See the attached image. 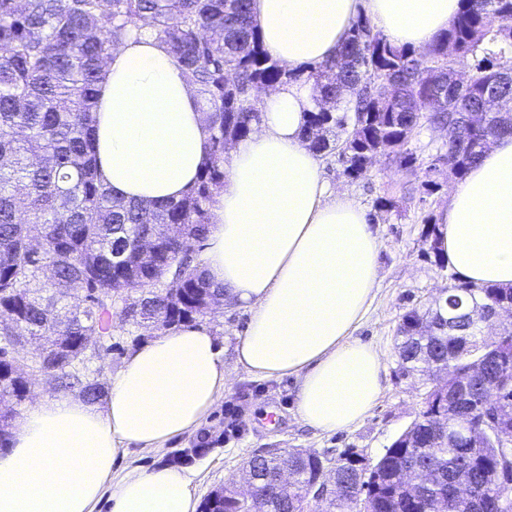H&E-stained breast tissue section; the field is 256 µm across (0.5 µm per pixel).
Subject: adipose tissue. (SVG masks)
<instances>
[{
  "label": "adipose tissue",
  "mask_w": 512,
  "mask_h": 512,
  "mask_svg": "<svg viewBox=\"0 0 512 512\" xmlns=\"http://www.w3.org/2000/svg\"><path fill=\"white\" fill-rule=\"evenodd\" d=\"M459 8V0H253L265 51L297 77L264 94L258 128L230 150L204 266L250 313L237 368L295 378L298 413L312 429L359 424L381 392V355L355 336L374 298L380 241L301 137L314 100L298 74L338 52L359 16L393 44L421 48ZM94 126L100 178L127 199L181 198L210 148L186 73L146 29L108 61ZM440 231L444 258L465 281L512 285V136L452 190ZM228 379L210 329L191 325L134 352L103 402L40 399L0 454V512H95L104 497L110 512H196L184 471L134 469L116 481L112 466L130 449L197 429Z\"/></svg>",
  "instance_id": "ef3b65f1"
}]
</instances>
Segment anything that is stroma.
Listing matches in <instances>:
<instances>
[{
  "instance_id": "35a3bbf8",
  "label": "stroma",
  "mask_w": 512,
  "mask_h": 512,
  "mask_svg": "<svg viewBox=\"0 0 512 512\" xmlns=\"http://www.w3.org/2000/svg\"><path fill=\"white\" fill-rule=\"evenodd\" d=\"M446 139V130L422 126L409 144L416 158L413 166L380 157L357 179L345 174L337 157L320 160L323 176L373 217L381 243L373 302L355 332L362 342L379 351L384 367L382 391L368 417L340 431L322 432L304 425L298 415L294 378L257 380L237 369L235 347L245 333L250 313L227 302L199 319L223 347L230 373V383L213 411L193 432L162 447L121 456L112 469L113 479L133 468L187 469L192 473L196 496L202 499L231 480L249 457L267 449L297 448L332 457L342 449L353 448L370 459L383 453L423 408V386L399 369L397 325L406 310L431 304L442 288L459 280L452 269L437 267L425 240L427 221L439 220L459 183L449 175L447 166L436 160ZM155 336V331L113 319L112 347L86 361L81 370L83 380L109 387L130 353ZM230 403L242 414L241 429L233 434L227 431L224 414Z\"/></svg>"
}]
</instances>
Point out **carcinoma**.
I'll return each instance as SVG.
<instances>
[{
	"label": "carcinoma",
	"instance_id": "cac0c4a2",
	"mask_svg": "<svg viewBox=\"0 0 512 512\" xmlns=\"http://www.w3.org/2000/svg\"><path fill=\"white\" fill-rule=\"evenodd\" d=\"M448 29L423 50L399 47L367 18L339 53L311 68L316 106L303 138L319 156L333 153L353 177L375 156L414 161L408 145L425 124L448 130L437 160L462 179L501 136H512V0H460ZM147 26L187 73L202 103L210 156L194 186L164 204L124 200L99 177L94 137L97 86L112 51ZM481 56L466 79L453 58ZM297 78L260 40L251 0H0V447L28 383L17 365L25 336L44 338L49 381L68 386L87 351L112 335V314L147 326H188L224 302L189 244L207 236L210 207L224 189V141L260 121L258 92ZM151 231L155 253L143 257L132 230ZM426 239L445 268L438 225ZM125 246L121 263L112 246ZM74 294L85 305L63 303ZM512 306V286L452 284L443 309L414 307L396 329L399 365L424 381L433 406L421 411L366 469L352 448L336 459L300 449L255 454L245 481L277 489L274 512H300L311 481L333 465L347 494L334 512H502L512 503L508 449L486 431L494 410L512 417V323L492 338L472 303ZM473 371L465 428L439 433L436 409L448 389L431 385L448 367ZM237 492L211 491L202 512H239Z\"/></svg>",
	"mask_w": 512,
	"mask_h": 512
}]
</instances>
